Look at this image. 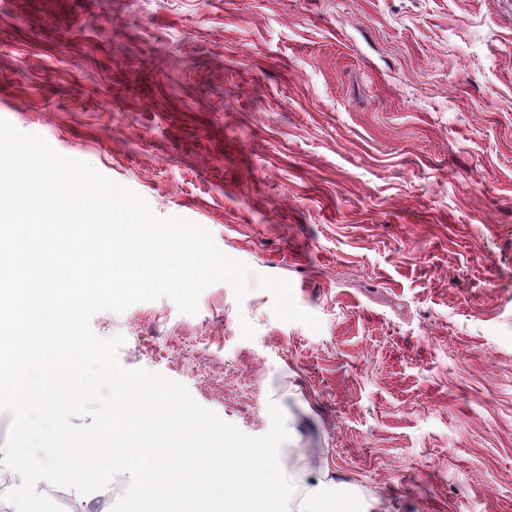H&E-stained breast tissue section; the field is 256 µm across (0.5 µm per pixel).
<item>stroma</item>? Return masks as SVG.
Listing matches in <instances>:
<instances>
[{
  "instance_id": "obj_1",
  "label": "stroma",
  "mask_w": 512,
  "mask_h": 512,
  "mask_svg": "<svg viewBox=\"0 0 512 512\" xmlns=\"http://www.w3.org/2000/svg\"><path fill=\"white\" fill-rule=\"evenodd\" d=\"M0 118L251 267L91 327L248 435L279 406L289 512H512V0H0Z\"/></svg>"
}]
</instances>
